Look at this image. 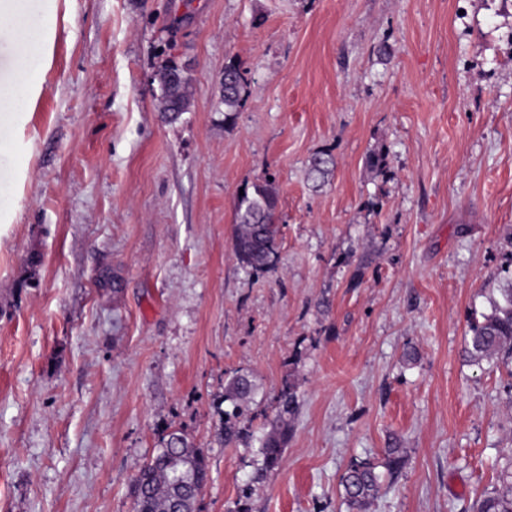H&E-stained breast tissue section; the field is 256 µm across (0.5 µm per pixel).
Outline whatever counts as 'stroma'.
I'll return each instance as SVG.
<instances>
[{"mask_svg":"<svg viewBox=\"0 0 512 512\" xmlns=\"http://www.w3.org/2000/svg\"><path fill=\"white\" fill-rule=\"evenodd\" d=\"M26 18L55 35L0 127V512H134L174 429L209 457L197 512H348L341 475L386 448L406 464L371 512H462L495 483L512 378L462 348L512 266V0H27ZM171 55L192 77L176 117ZM267 178L278 261L256 276L234 201ZM236 373L251 436L227 448ZM288 380L300 406L265 473ZM185 69L186 65H182ZM176 60H168L159 72L162 112H187L191 103V79ZM246 84L241 67L235 62H229L224 67V83L221 103H224V118L232 119L233 112H238L246 97ZM254 384L245 376H233L224 387V399L217 404L218 413L221 414L219 421V431L224 447L237 445L247 439V433L244 421H251L249 409L240 402L244 401L253 394ZM231 401L233 409L231 412L221 409V405ZM277 412L270 422V430L260 440L259 453L262 457V472H269L282 462L288 443L291 422L299 406L297 387L288 381L277 392Z\"/></svg>","mask_w":512,"mask_h":512,"instance_id":"35a3bbf8","label":"stroma"}]
</instances>
